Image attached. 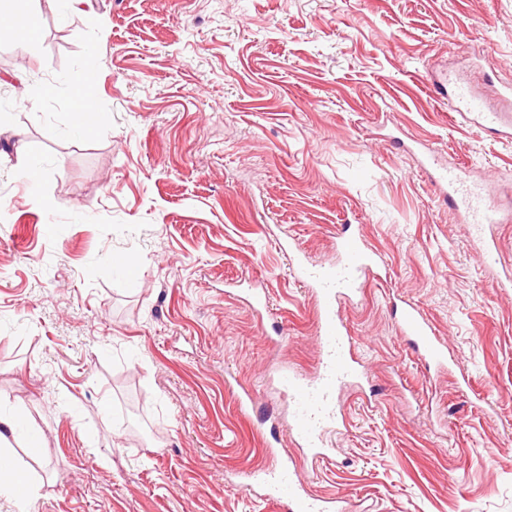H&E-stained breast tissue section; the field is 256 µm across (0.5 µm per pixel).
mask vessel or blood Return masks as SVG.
Instances as JSON below:
<instances>
[{
	"instance_id": "b4317fda",
	"label": "vessel or blood",
	"mask_w": 512,
	"mask_h": 512,
	"mask_svg": "<svg viewBox=\"0 0 512 512\" xmlns=\"http://www.w3.org/2000/svg\"><path fill=\"white\" fill-rule=\"evenodd\" d=\"M451 108L460 123L477 120L480 128L501 139H512V113L480 111L472 93L458 89ZM422 166L432 171L436 193L458 211L464 212L472 228L499 224L503 214L486 187L465 183L453 168H440L435 155L424 146L418 147ZM340 258L332 266L298 264V278L315 297L318 310L321 369L315 380H307L286 368L277 369L273 378L287 395L293 408L290 431L301 441L310 455L323 457L330 453L328 437L340 425L336 407V391L347 383L365 379L367 368L355 355L356 346L338 316L341 299L357 298L369 274L378 272L381 260L367 249L361 237L342 226L336 233ZM395 325L418 353L426 369L442 371L455 364L445 342L436 335L421 309L410 302L396 306ZM245 485H262L267 499L277 512H333L334 501L314 496L300 482L295 469L286 461L270 464L261 470L246 471Z\"/></svg>"
}]
</instances>
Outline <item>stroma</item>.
Listing matches in <instances>:
<instances>
[{
    "mask_svg": "<svg viewBox=\"0 0 512 512\" xmlns=\"http://www.w3.org/2000/svg\"><path fill=\"white\" fill-rule=\"evenodd\" d=\"M35 7L36 53L0 24V411L19 417L0 451L30 486L0 512H275L231 485L268 466L274 437L350 512H512V288L412 150L433 146L512 209L494 180L512 141L458 123L433 86L444 74L507 110L512 0ZM340 224L386 273L340 303L368 380L338 392L346 425L317 461L270 372L319 367L317 303L285 245L333 264ZM396 295L458 369L425 372Z\"/></svg>",
    "mask_w": 512,
    "mask_h": 512,
    "instance_id": "1",
    "label": "stroma"
}]
</instances>
